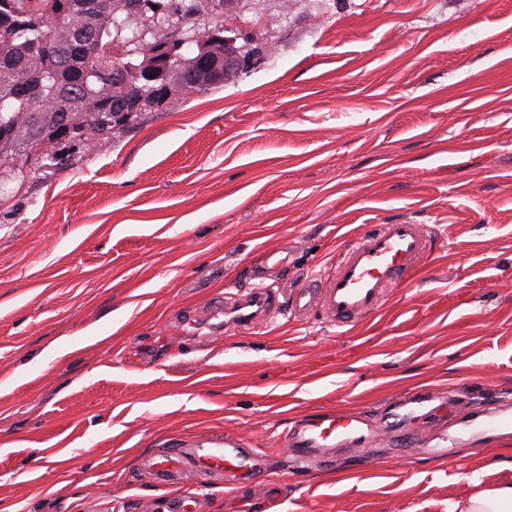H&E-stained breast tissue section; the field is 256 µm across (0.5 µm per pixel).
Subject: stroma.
I'll return each instance as SVG.
<instances>
[{
	"instance_id": "stroma-1",
	"label": "stroma",
	"mask_w": 512,
	"mask_h": 512,
	"mask_svg": "<svg viewBox=\"0 0 512 512\" xmlns=\"http://www.w3.org/2000/svg\"><path fill=\"white\" fill-rule=\"evenodd\" d=\"M224 20L253 50L238 81L0 184V510L169 512L141 459L232 437L268 454L275 512H448L512 436L440 433L444 458L385 437L306 471L281 438L433 387L512 401V0H239ZM403 221L432 253L359 324L213 314L264 252L296 288ZM186 488L199 512H264L260 484Z\"/></svg>"
}]
</instances>
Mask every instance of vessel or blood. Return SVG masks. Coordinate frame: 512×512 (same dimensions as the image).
Instances as JSON below:
<instances>
[{
    "instance_id": "vessel-or-blood-1",
    "label": "vessel or blood",
    "mask_w": 512,
    "mask_h": 512,
    "mask_svg": "<svg viewBox=\"0 0 512 512\" xmlns=\"http://www.w3.org/2000/svg\"><path fill=\"white\" fill-rule=\"evenodd\" d=\"M432 233L426 224H384L378 230L347 242L336 256L333 269L320 285H304L288 293L289 308L302 318L313 309H322L337 325L362 321L376 313L394 289L403 287L419 271L431 252ZM275 299L265 284L242 294L224 311L225 328L258 325L274 307ZM439 393L425 390L394 405L378 421L328 410L311 412L296 420L283 436L292 461L298 466L329 462L340 448H366L390 431H403L425 404L438 401ZM483 434L512 429V411L492 406L472 421ZM265 452L243 447L232 438L197 442L177 448L151 460L148 469L155 482L172 487L184 484L186 469H193L205 481L225 470L238 476H265Z\"/></svg>"
}]
</instances>
